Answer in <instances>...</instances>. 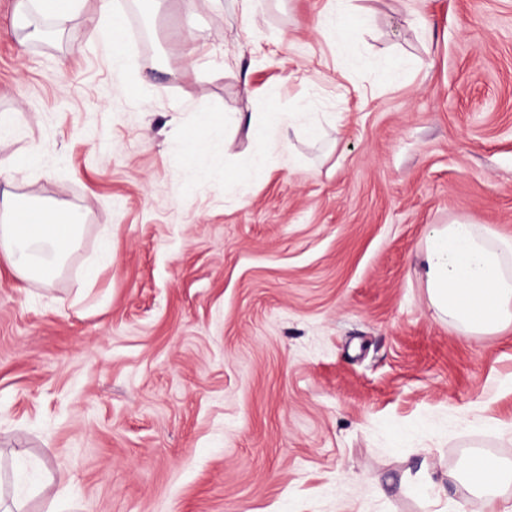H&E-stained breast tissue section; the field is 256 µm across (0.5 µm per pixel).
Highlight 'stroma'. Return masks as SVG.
<instances>
[{"mask_svg": "<svg viewBox=\"0 0 512 512\" xmlns=\"http://www.w3.org/2000/svg\"><path fill=\"white\" fill-rule=\"evenodd\" d=\"M351 2L113 0L120 73L96 0L30 42L0 0V159L44 161L9 190L85 215L52 283L0 262L27 512H440L418 471L512 461V325L437 319L419 273L458 215L512 238V0ZM96 2L100 13L104 15L112 14L111 24L102 33V39L113 53V62H115L116 66L121 70L124 62L122 16L115 13L114 9H112V0H97ZM271 114L272 115L265 119L264 129L276 131L279 138L281 134V139L284 142H289L290 130L296 131L306 124H312L315 121L313 114H317V112H313L312 104L309 102L297 107L295 112H277Z\"/></svg>", "mask_w": 512, "mask_h": 512, "instance_id": "35a3bbf8", "label": "stroma"}]
</instances>
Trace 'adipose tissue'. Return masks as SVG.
Returning a JSON list of instances; mask_svg holds the SVG:
<instances>
[{
  "instance_id": "1",
  "label": "adipose tissue",
  "mask_w": 512,
  "mask_h": 512,
  "mask_svg": "<svg viewBox=\"0 0 512 512\" xmlns=\"http://www.w3.org/2000/svg\"><path fill=\"white\" fill-rule=\"evenodd\" d=\"M78 214L52 206L0 197V258L19 281L51 282L74 250L82 226ZM423 276L436 318L450 319L465 331L488 335L512 324V238L461 215L436 226L427 238ZM455 485L461 494L496 496L512 487V465L477 453Z\"/></svg>"
}]
</instances>
